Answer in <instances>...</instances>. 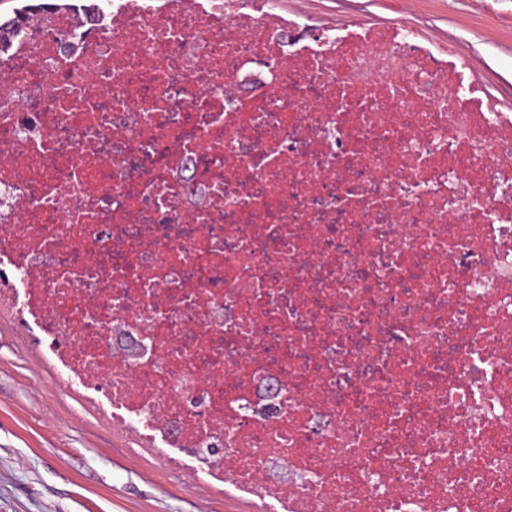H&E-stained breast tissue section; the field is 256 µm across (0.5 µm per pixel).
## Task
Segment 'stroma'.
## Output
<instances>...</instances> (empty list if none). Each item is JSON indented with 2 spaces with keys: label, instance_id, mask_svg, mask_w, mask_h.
I'll return each mask as SVG.
<instances>
[{
  "label": "stroma",
  "instance_id": "obj_1",
  "mask_svg": "<svg viewBox=\"0 0 512 512\" xmlns=\"http://www.w3.org/2000/svg\"><path fill=\"white\" fill-rule=\"evenodd\" d=\"M318 27L400 24L454 45L512 108V0H281ZM49 338L0 313V512H250L223 487L137 445L43 355Z\"/></svg>",
  "mask_w": 512,
  "mask_h": 512
}]
</instances>
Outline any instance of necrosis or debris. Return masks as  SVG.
<instances>
[{
	"label": "necrosis or debris",
	"mask_w": 512,
	"mask_h": 512,
	"mask_svg": "<svg viewBox=\"0 0 512 512\" xmlns=\"http://www.w3.org/2000/svg\"><path fill=\"white\" fill-rule=\"evenodd\" d=\"M38 15L0 51V310L66 381L276 512H512V110L465 59L277 0Z\"/></svg>",
	"instance_id": "necrosis-or-debris-1"
}]
</instances>
